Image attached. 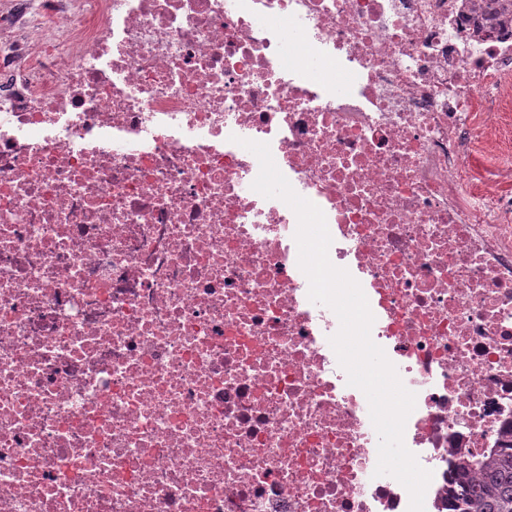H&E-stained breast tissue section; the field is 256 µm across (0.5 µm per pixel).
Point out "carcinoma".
<instances>
[{
    "label": "carcinoma",
    "instance_id": "carcinoma-1",
    "mask_svg": "<svg viewBox=\"0 0 512 512\" xmlns=\"http://www.w3.org/2000/svg\"><path fill=\"white\" fill-rule=\"evenodd\" d=\"M449 494L458 512H512V447L490 455L478 477L461 474Z\"/></svg>",
    "mask_w": 512,
    "mask_h": 512
}]
</instances>
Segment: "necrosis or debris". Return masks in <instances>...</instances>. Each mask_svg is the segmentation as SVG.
<instances>
[{"label": "necrosis or debris", "instance_id": "1", "mask_svg": "<svg viewBox=\"0 0 512 512\" xmlns=\"http://www.w3.org/2000/svg\"><path fill=\"white\" fill-rule=\"evenodd\" d=\"M497 6L0 0V512H408L242 138L324 212L451 512L512 444Z\"/></svg>", "mask_w": 512, "mask_h": 512}]
</instances>
